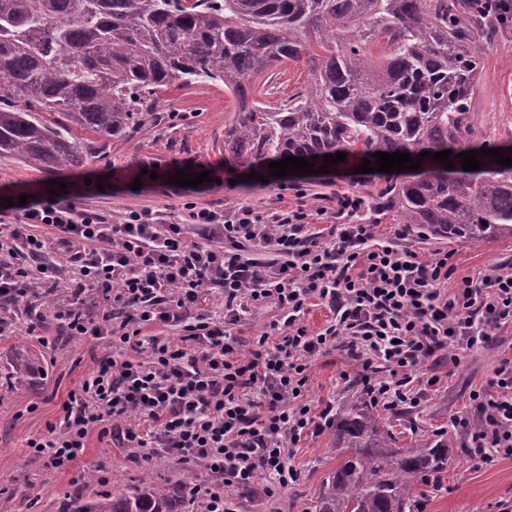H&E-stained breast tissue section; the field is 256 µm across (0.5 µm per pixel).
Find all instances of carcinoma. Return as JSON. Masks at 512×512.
<instances>
[{
	"label": "carcinoma",
	"mask_w": 512,
	"mask_h": 512,
	"mask_svg": "<svg viewBox=\"0 0 512 512\" xmlns=\"http://www.w3.org/2000/svg\"><path fill=\"white\" fill-rule=\"evenodd\" d=\"M503 24L486 0H0V158L47 173L84 162L74 131L110 139L154 111L172 85L222 83L234 97L224 162L265 170L285 157L451 151L421 162L376 198L403 224L450 240L512 238V166L479 155L471 99L480 43ZM309 63L310 83L278 106L272 77ZM62 114L43 121L34 105ZM29 361L0 373L17 390ZM345 457L315 512H414L421 486L448 469L450 446L397 448L380 414L355 400L337 424ZM58 512H180L174 490L145 476L123 489L60 493Z\"/></svg>",
	"instance_id": "cac0c4a2"
}]
</instances>
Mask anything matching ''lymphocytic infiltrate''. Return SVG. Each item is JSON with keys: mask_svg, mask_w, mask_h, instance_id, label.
Instances as JSON below:
<instances>
[{"mask_svg": "<svg viewBox=\"0 0 512 512\" xmlns=\"http://www.w3.org/2000/svg\"><path fill=\"white\" fill-rule=\"evenodd\" d=\"M362 201L336 199L337 223L318 229L299 204L259 212L184 205L183 223L150 207L109 223L68 198L38 195L0 224V336L23 327L12 311L32 283L63 287L52 316L70 335L109 342L111 352L71 392L58 427L29 440L45 465L70 469L91 432L118 445L203 461L212 482L201 512H235L232 494L264 482L266 494L297 481L293 449L329 409L305 399L313 359L349 351L362 370L387 371L368 387L372 405L418 404L413 373L438 352H472L512 324V271L452 283L451 253L422 256L410 225L380 240L358 222ZM218 290L224 314L206 308ZM328 307L321 329L304 321ZM281 312L242 354L228 338L244 313ZM153 335H146V328ZM472 415L453 417L477 464L512 459V360L470 395ZM133 416L134 425L119 421Z\"/></svg>", "mask_w": 512, "mask_h": 512, "instance_id": "obj_1", "label": "lymphocytic infiltrate"}]
</instances>
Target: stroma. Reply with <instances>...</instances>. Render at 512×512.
<instances>
[{
	"instance_id": "obj_1",
	"label": "stroma",
	"mask_w": 512,
	"mask_h": 512,
	"mask_svg": "<svg viewBox=\"0 0 512 512\" xmlns=\"http://www.w3.org/2000/svg\"><path fill=\"white\" fill-rule=\"evenodd\" d=\"M481 56L472 112L476 138L489 143L512 140V26L485 45ZM161 98L156 112L122 135L104 140L80 133L89 152L87 163L57 176L66 183L68 196L78 207L96 210L116 222L127 209L148 205L161 210L169 223H180L185 216L184 199L171 179L184 169L193 176L209 171L227 183L226 188L194 194L192 200L200 207L227 211L247 204L268 212L302 201L315 209L326 208V215L315 221L322 228L331 220L337 196L354 192L363 200L361 218L376 224L378 237L392 235L397 227V213L378 204L373 195L386 182L400 180V173H370L360 182L352 167L346 166L325 174L298 173L265 183L252 180L247 166L225 163L217 149L234 108L223 85L173 87ZM152 166L157 169V179H142L141 189L133 190L134 179L143 168ZM47 179V173L32 170L19 160L0 158V199L15 201L23 194L47 191ZM101 183L106 184V191H98ZM416 249L426 257L437 251L451 252L460 278L512 267V238L471 244L428 233ZM16 315L21 325L37 323L42 330L37 337H0V371L10 369L20 349L29 350L33 359L20 390L8 394L0 388V500L13 498L15 512H58L59 490L76 485L89 492L107 490L118 472L129 481L146 468L173 482L182 478L186 463L160 453L148 456L141 450L121 448L113 444L111 436L96 433L89 436L84 455L72 470L47 469L32 455L28 440L47 434L49 425L58 423L71 391L110 348L103 338L62 335L43 310L23 305ZM511 357L509 324L495 330L485 348L460 354L457 363L426 362L413 383L421 393L419 406L404 405L382 413L397 447L413 448L443 436L457 439L451 426L453 416L469 413L471 391L484 384L501 360ZM363 394L358 368L346 351L331 350L313 360L307 398L315 410L332 405V415L337 418L352 397ZM336 445L332 424L304 435L292 457L298 481L270 496L256 489L237 497L238 512H314L321 483L339 462ZM510 497L512 459L478 465L466 451L456 448L438 487L426 488L423 512H498L499 501Z\"/></svg>"
}]
</instances>
